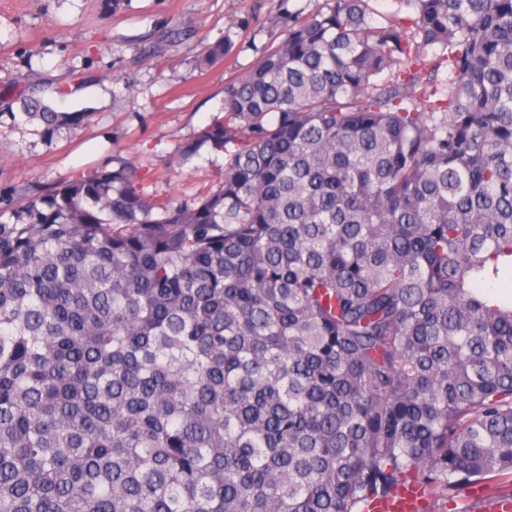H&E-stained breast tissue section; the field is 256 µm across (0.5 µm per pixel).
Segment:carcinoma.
Returning <instances> with one entry per match:
<instances>
[{
  "instance_id": "cac0c4a2",
  "label": "carcinoma",
  "mask_w": 512,
  "mask_h": 512,
  "mask_svg": "<svg viewBox=\"0 0 512 512\" xmlns=\"http://www.w3.org/2000/svg\"><path fill=\"white\" fill-rule=\"evenodd\" d=\"M405 2L288 14L190 204L126 163L0 192V512L512 501V0ZM497 483L496 480L486 479L471 487L459 488L450 497L429 489L422 490L413 512H507L510 502L501 501V489Z\"/></svg>"
}]
</instances>
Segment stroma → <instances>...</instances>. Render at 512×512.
I'll return each mask as SVG.
<instances>
[{"label": "stroma", "mask_w": 512, "mask_h": 512, "mask_svg": "<svg viewBox=\"0 0 512 512\" xmlns=\"http://www.w3.org/2000/svg\"><path fill=\"white\" fill-rule=\"evenodd\" d=\"M315 0H0V187L49 189L122 160L147 193L193 202L215 189L223 155L196 143L224 105V87L279 42L289 13ZM186 33L171 43L169 31ZM230 40L214 66H195L207 47ZM70 87L58 97V86ZM26 91L85 120L41 137L21 119L13 94ZM414 512H507L493 479L452 496L421 492Z\"/></svg>", "instance_id": "obj_1"}]
</instances>
